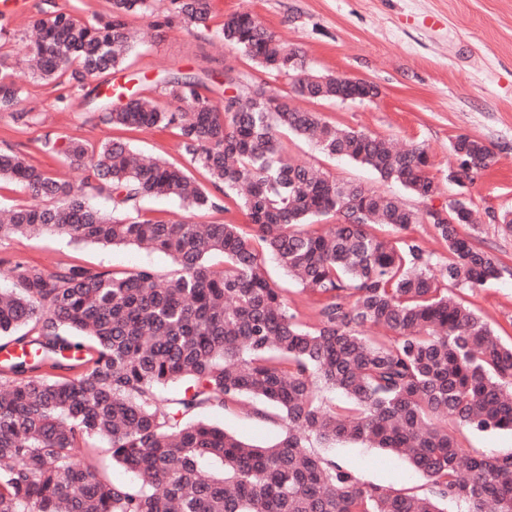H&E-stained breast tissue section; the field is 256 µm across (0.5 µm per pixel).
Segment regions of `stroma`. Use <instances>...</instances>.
<instances>
[{"label":"stroma","instance_id":"obj_1","mask_svg":"<svg viewBox=\"0 0 512 512\" xmlns=\"http://www.w3.org/2000/svg\"><path fill=\"white\" fill-rule=\"evenodd\" d=\"M208 28L187 30L179 24L152 29L148 19L132 21L142 41L128 57L123 71L113 73L112 86L123 85L164 99L160 79L165 74L199 78L223 77L226 69L251 74L255 68L240 52L224 45L214 30L225 14L248 11L274 30L281 41L302 51L316 73L372 83L378 94L365 101L307 102L336 125L389 137L403 145L424 147L427 170L439 186L428 202L393 183H385L368 168L325 157L311 143L292 140L294 159L311 162L339 180L403 197L417 211L428 204L447 203L457 193L448 174L459 166L453 150L458 136L482 140L493 154L487 171L475 174L466 192L484 219L462 232L497 257L503 269L497 279L480 288H454L462 305L476 311L504 341H512V233L490 216L512 210V0H214ZM65 9L91 22L108 15L112 0H27L23 16L13 21L14 36L0 40V58L8 74L25 92L22 108L30 120L17 122L11 111L0 110V148L23 155L35 165H49L57 177L71 182L80 170L63 159L48 160L42 151L45 136H66L91 147L111 139L112 128L99 123L91 105L67 108L58 100L68 81L34 82L21 63L19 37L28 18ZM140 206L151 217L186 218L201 224L246 223L237 208L196 212L173 198H144ZM0 258L20 259L52 271L71 263L96 270L131 271L154 266L162 275L175 266L162 253L129 246L71 242L61 235L15 236L0 241ZM269 277L285 290L290 308L304 324L316 319L315 299L291 281L274 259H266ZM210 422L257 444L273 443L285 430L278 411L262 414L239 411L208 413ZM327 458L353 471L363 483L409 495L429 492L427 480L404 458L361 444L339 443L325 449Z\"/></svg>","mask_w":512,"mask_h":512}]
</instances>
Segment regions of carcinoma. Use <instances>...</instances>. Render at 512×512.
Instances as JSON below:
<instances>
[{
    "label": "carcinoma",
    "mask_w": 512,
    "mask_h": 512,
    "mask_svg": "<svg viewBox=\"0 0 512 512\" xmlns=\"http://www.w3.org/2000/svg\"><path fill=\"white\" fill-rule=\"evenodd\" d=\"M212 0H112V12L85 23L67 10L31 22L23 62L34 80L70 73V89L99 99L102 122L134 131L173 128L181 154L207 183L164 159H146L128 142L95 148L47 137L43 151L84 173L74 185L14 152H0V181L46 201L17 206L0 219V239L54 233L75 242L135 245L169 256L175 275L151 266L132 272L64 264L53 272L24 261L8 267L0 293V335L21 355L0 364V512H512V452L466 454L457 433L512 432V343L448 294L480 288L499 262L462 235L478 211L467 202L451 222L433 224L447 255L399 233L423 214L383 192L341 182L288 156L290 138L329 157L349 159L380 180L429 199L428 152L399 149L364 131L340 128L319 113L241 74L213 83L162 79L170 102L140 94L112 105L86 90L91 78L123 69L137 46L131 19L208 27ZM216 36L270 75L297 76L303 100L366 94L360 82H319L301 53L249 12L224 17ZM295 57L299 66H288ZM0 109L23 92L3 72ZM454 180L487 170L493 152L461 135ZM107 192L112 210L93 207ZM246 224H196L148 217L145 197L176 198L189 209H220L219 195ZM335 217L318 231L312 223ZM274 257L316 297L318 319L302 323L266 275ZM31 327L34 334L20 330ZM78 371L75 379L40 374ZM184 382L182 392L163 388ZM337 390L342 405L321 389ZM244 399L278 409L285 433L252 444L202 418ZM109 442L113 465L134 484L111 483L91 452ZM356 442L405 458L431 484L423 497L365 485L312 449Z\"/></svg>",
    "instance_id": "cac0c4a2"
}]
</instances>
